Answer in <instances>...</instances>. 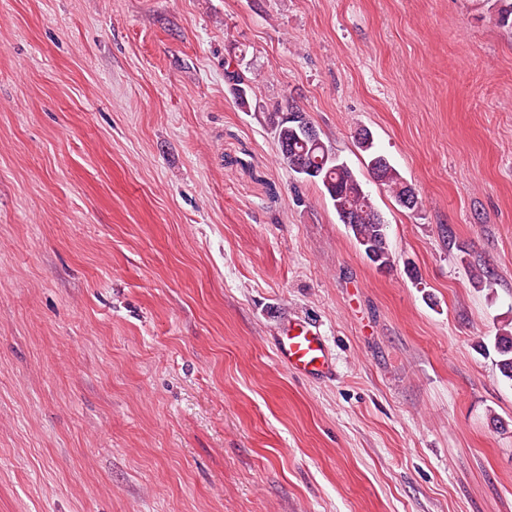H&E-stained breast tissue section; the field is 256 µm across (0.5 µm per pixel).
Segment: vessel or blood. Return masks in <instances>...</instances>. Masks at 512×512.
Wrapping results in <instances>:
<instances>
[{
  "label": "vessel or blood",
  "instance_id": "obj_1",
  "mask_svg": "<svg viewBox=\"0 0 512 512\" xmlns=\"http://www.w3.org/2000/svg\"><path fill=\"white\" fill-rule=\"evenodd\" d=\"M275 350L279 361L296 374L321 379L333 370L324 337L308 323L290 321L278 334Z\"/></svg>",
  "mask_w": 512,
  "mask_h": 512
}]
</instances>
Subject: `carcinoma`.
<instances>
[{"instance_id":"1","label":"carcinoma","mask_w":512,"mask_h":512,"mask_svg":"<svg viewBox=\"0 0 512 512\" xmlns=\"http://www.w3.org/2000/svg\"><path fill=\"white\" fill-rule=\"evenodd\" d=\"M297 111L299 108L291 105L285 112L269 114L280 163L301 174L304 179L321 184L338 219H343L347 213L354 218L347 228L367 260L378 270L391 269L393 260L387 224L377 218L369 194L353 169L325 143L310 141L303 136L302 120L288 117V114ZM362 133L359 144L368 152L370 170L381 172L382 184L401 207L418 209L422 205L419 194L384 155L374 150L369 131L364 129ZM493 347L498 355L497 365L501 374L512 381V331L497 333L493 338Z\"/></svg>"}]
</instances>
